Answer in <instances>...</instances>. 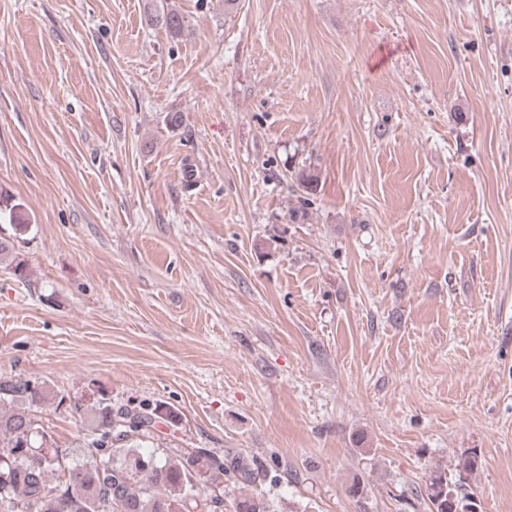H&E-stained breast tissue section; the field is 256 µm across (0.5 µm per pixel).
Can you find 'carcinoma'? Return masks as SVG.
<instances>
[{
  "label": "carcinoma",
  "instance_id": "cac0c4a2",
  "mask_svg": "<svg viewBox=\"0 0 512 512\" xmlns=\"http://www.w3.org/2000/svg\"><path fill=\"white\" fill-rule=\"evenodd\" d=\"M149 21L174 36L184 29V16L174 8ZM0 265L25 277L11 236H0ZM49 396L43 383L0 377V512H215L224 502L226 473L249 483L265 479L264 469L247 460L222 459L205 448L145 450L157 427L179 424L180 414L160 403L114 406L103 396L76 406L84 458H69L33 413ZM426 497L430 512H465L443 469L431 473Z\"/></svg>",
  "mask_w": 512,
  "mask_h": 512
}]
</instances>
